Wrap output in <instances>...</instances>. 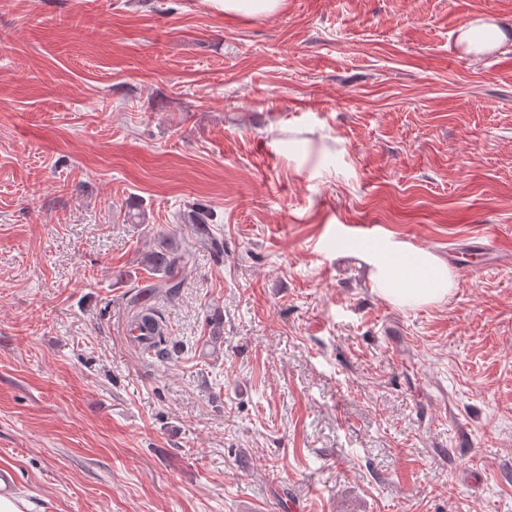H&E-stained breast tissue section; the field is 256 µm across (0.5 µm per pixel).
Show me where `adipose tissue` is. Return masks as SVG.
Instances as JSON below:
<instances>
[{"mask_svg":"<svg viewBox=\"0 0 512 512\" xmlns=\"http://www.w3.org/2000/svg\"><path fill=\"white\" fill-rule=\"evenodd\" d=\"M368 269L373 292L388 303L415 308L447 302L454 280L446 261L426 248H418L383 235L356 248Z\"/></svg>","mask_w":512,"mask_h":512,"instance_id":"ef3b65f1","label":"adipose tissue"}]
</instances>
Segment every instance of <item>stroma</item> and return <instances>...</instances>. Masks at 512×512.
I'll return each instance as SVG.
<instances>
[{
	"label": "stroma",
	"instance_id": "1",
	"mask_svg": "<svg viewBox=\"0 0 512 512\" xmlns=\"http://www.w3.org/2000/svg\"><path fill=\"white\" fill-rule=\"evenodd\" d=\"M381 234L492 254L398 308L336 244ZM2 466L33 512H512V0H0ZM221 6L226 17L238 15H263L279 11L284 0H212ZM504 34L494 24H481L463 33L461 40L468 43L469 51L481 54L503 43ZM168 241V237L162 238L159 242L162 250L147 255V265L150 269L158 274H164V276L171 268L179 266L185 259L184 255L177 253L172 247H167Z\"/></svg>",
	"mask_w": 512,
	"mask_h": 512
}]
</instances>
